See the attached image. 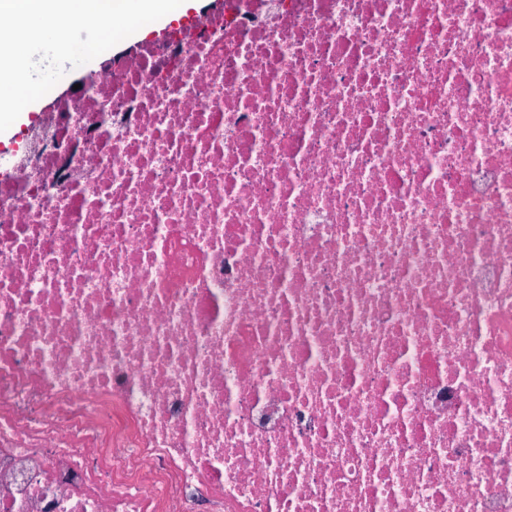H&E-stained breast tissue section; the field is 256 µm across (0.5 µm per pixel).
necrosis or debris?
<instances>
[{
	"mask_svg": "<svg viewBox=\"0 0 512 512\" xmlns=\"http://www.w3.org/2000/svg\"><path fill=\"white\" fill-rule=\"evenodd\" d=\"M0 163V512H512V0H224Z\"/></svg>",
	"mask_w": 512,
	"mask_h": 512,
	"instance_id": "4bbe7bcc",
	"label": "necrosis or debris"
}]
</instances>
